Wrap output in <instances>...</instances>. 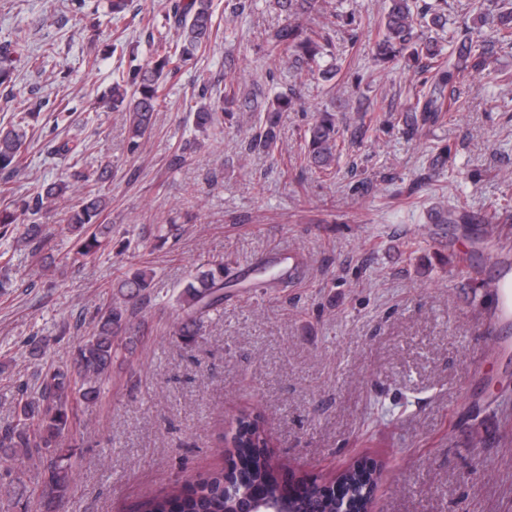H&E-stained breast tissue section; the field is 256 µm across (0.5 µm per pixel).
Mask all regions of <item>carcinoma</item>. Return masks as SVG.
<instances>
[{
  "instance_id": "obj_1",
  "label": "carcinoma",
  "mask_w": 512,
  "mask_h": 512,
  "mask_svg": "<svg viewBox=\"0 0 512 512\" xmlns=\"http://www.w3.org/2000/svg\"><path fill=\"white\" fill-rule=\"evenodd\" d=\"M274 8L286 14L285 22L267 33L264 55L295 69L304 76H321L330 81L338 68L325 63L332 56V39L326 25L312 22V14L322 8L320 0H273ZM175 33L150 44L151 61L129 75L126 81L112 86L102 97V103L114 111L126 113L131 129L130 151L141 146V140L153 126L154 113L165 99V81L178 73L194 51L207 47L214 29L211 0H175L171 4ZM445 20L442 12L425 7L417 12L413 0H389L388 9L379 26L373 45L372 60L383 66L398 57H409L421 71L434 72L429 89L419 95L412 108L417 113L413 126L417 127L438 118L448 111V91L461 82L465 75L481 73L490 64L489 48L500 39H512V8L499 7L465 25L469 31V46L456 64L440 60L441 49L431 40L422 38L419 28L439 26ZM14 48L0 44V85L12 81ZM198 97L200 105L193 111V123L206 134L217 135L224 130V115L243 104L250 112H265L267 116L255 122L256 132L245 141L244 151H270L278 147L279 126L277 113L293 108L300 100V92L288 89L269 98L263 86L253 82L242 84L233 78H224V85H202ZM31 117L25 112L20 120L0 128V174L13 177L22 164L25 144L24 124ZM338 149L336 118L323 112L309 129L308 158L316 167H332ZM92 175L75 173L70 180L51 183L34 198L22 197L14 211L0 212V227L12 229L31 243L40 236L38 215L57 200L76 189L81 201L72 211L69 224L77 231L76 248L66 259L73 266H82L94 256L107 235V227L97 223L106 209L103 195L92 185ZM149 287L147 274L138 272L123 282L119 297L98 313L94 333L80 344L73 364H63L48 371L42 379L39 392L33 397L17 399V423L0 433V448H15L24 457L46 464L47 477L42 488L35 492L40 502L48 506L66 494L72 477V449L60 441L73 424L75 409L70 403L74 394L86 403L98 397L96 381L117 357L113 338L128 322L126 301ZM224 261H209L198 269L179 296L182 311L177 334L182 343L190 345L197 336L199 323L212 310L224 304ZM232 448L249 466V481L270 498L280 512H339L344 503L336 502L333 485L342 484L351 499L372 493L378 486L380 471L363 468L354 462L335 478L320 485L301 478L288 485L278 476L279 463L270 452L271 442L260 418L242 411L235 418L231 436ZM229 475L220 469L200 478L184 491L178 487L152 498L145 512H237L243 501L224 494Z\"/></svg>"
}]
</instances>
